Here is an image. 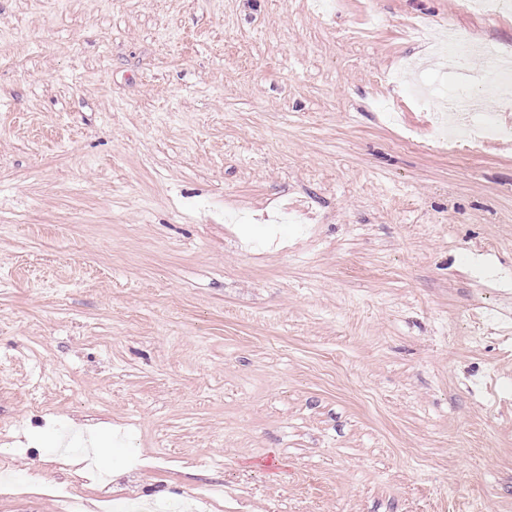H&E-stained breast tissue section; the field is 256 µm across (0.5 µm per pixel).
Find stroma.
Returning a JSON list of instances; mask_svg holds the SVG:
<instances>
[{"mask_svg":"<svg viewBox=\"0 0 512 512\" xmlns=\"http://www.w3.org/2000/svg\"><path fill=\"white\" fill-rule=\"evenodd\" d=\"M458 4L0 0V512H512V141L436 146L405 35L512 52Z\"/></svg>","mask_w":512,"mask_h":512,"instance_id":"obj_1","label":"stroma"}]
</instances>
